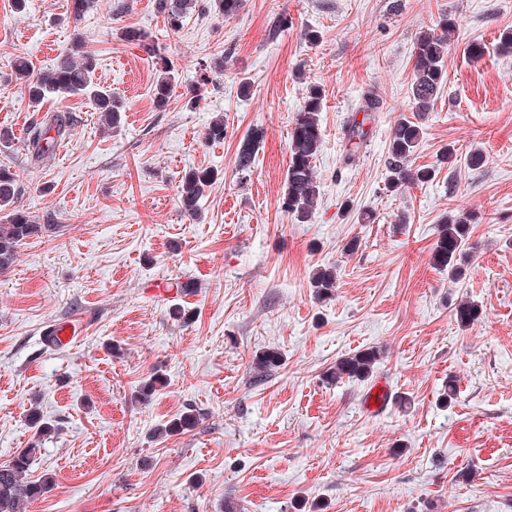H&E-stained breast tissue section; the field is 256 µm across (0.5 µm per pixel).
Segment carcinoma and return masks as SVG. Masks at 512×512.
<instances>
[{"label": "carcinoma", "instance_id": "cac0c4a2", "mask_svg": "<svg viewBox=\"0 0 512 512\" xmlns=\"http://www.w3.org/2000/svg\"><path fill=\"white\" fill-rule=\"evenodd\" d=\"M197 0H158V5L167 27L177 32L183 26L190 10ZM210 10L219 17L229 20L239 13L242 0H209ZM455 19L443 17L434 29L420 33L412 53L413 82L411 96L413 108L426 112L433 104L441 87L448 78L445 69V56L448 54V32L455 29ZM126 37L138 44L149 57L160 60V76L154 86V102L157 108L167 106L173 72L167 61L162 59L160 48L153 36L147 32L129 29ZM96 59L82 50V41L56 58L54 65L33 71L24 57L15 59L13 69L16 78L23 81L29 99L34 103L55 96L60 98L83 94L94 103L104 120L113 125L120 121L123 105L112 92L105 90L92 80L96 70ZM322 95L318 88L310 89L307 99L295 113L290 143V159L286 190L281 198V208L291 214L299 224H306L313 214L314 201L318 198L314 160L322 144L320 112ZM72 128L71 117L65 111L33 121L28 128V148L37 163L50 160L59 144L65 140ZM367 131L362 124L353 122L347 125L346 159L357 156ZM422 138L419 124L411 120H400L394 126L388 147V187L398 192L411 184L425 183L432 178L428 168H411L409 162ZM217 175L212 170H195L182 176L178 195L182 209L189 216L198 210L199 199ZM19 195V186L14 174L0 165V211L9 210V219L0 224V271L9 269L18 259V247L27 238L43 233L46 226L35 223L23 211L13 208ZM473 218L465 214L448 216V222L439 226V237L435 246L434 258L437 266L448 271V277L460 280L464 276L463 258L466 257L469 241V224ZM336 284L334 270L327 268L317 271L312 278V286L320 296L331 293ZM456 318L462 325H469L479 318V308L472 302L457 307ZM379 353L373 349L357 352L336 363L330 378L339 381L343 378L363 381L370 376ZM38 451L33 443L23 448L6 465L0 466V512H28V506L49 492L52 480L45 478L36 481L28 477L30 466Z\"/></svg>", "mask_w": 512, "mask_h": 512}]
</instances>
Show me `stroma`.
Wrapping results in <instances>:
<instances>
[{"label":"stroma","mask_w":512,"mask_h":512,"mask_svg":"<svg viewBox=\"0 0 512 512\" xmlns=\"http://www.w3.org/2000/svg\"><path fill=\"white\" fill-rule=\"evenodd\" d=\"M446 15L448 80L411 158L435 176L395 194L389 134L414 116L413 45ZM129 28L174 67L164 109L159 68ZM509 29L512 0H243L235 18L198 9L176 33L157 0H95L78 19L71 0H28L20 15L0 0V130L13 136L0 164L16 175L17 208L56 227L0 272V465L35 443L30 476L52 479L28 512H224L228 500L238 512H512V52L497 48ZM77 35L95 82L125 104L117 128L81 96L30 106L11 78L16 57L47 67ZM313 85L320 194L299 224L280 198L292 116ZM368 93L378 117L348 166L344 130ZM55 110L75 124L33 164L27 128ZM218 118L225 136L207 140ZM192 168L219 173L194 218L178 199ZM451 211L476 218L458 281L433 260ZM329 267L336 286L317 297L311 277ZM178 281L193 287L176 292ZM466 300L481 313L464 326ZM178 305L193 318L174 319ZM61 322L74 336L45 345ZM372 347L395 397L380 416L361 408L366 383L326 377ZM269 348L282 362L263 373L255 359ZM155 374L164 387L135 402ZM35 409L50 436L37 438ZM189 412L193 427L157 436Z\"/></svg>","instance_id":"1"}]
</instances>
